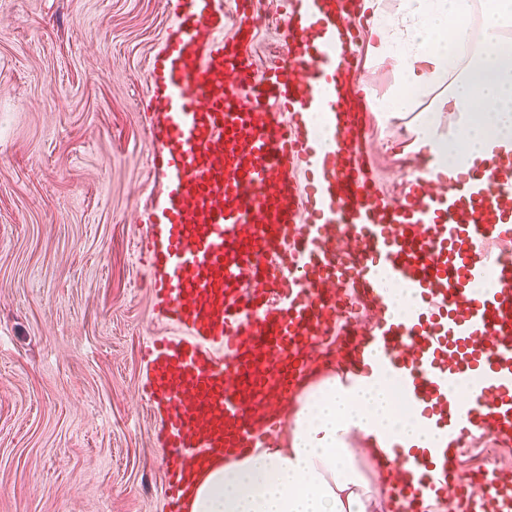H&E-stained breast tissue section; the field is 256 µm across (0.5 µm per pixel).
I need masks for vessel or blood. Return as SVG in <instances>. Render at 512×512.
<instances>
[{
  "instance_id": "vessel-or-blood-1",
  "label": "vessel or blood",
  "mask_w": 512,
  "mask_h": 512,
  "mask_svg": "<svg viewBox=\"0 0 512 512\" xmlns=\"http://www.w3.org/2000/svg\"><path fill=\"white\" fill-rule=\"evenodd\" d=\"M365 3L285 0L288 36L261 70L251 0H173L147 68L160 187L136 243L153 314L172 329L142 349L163 512H184L211 459L281 444L289 404L319 373L369 375L370 348L443 430L376 464L386 486L422 470L386 512H417L426 491L454 512H512L511 470L459 467L474 438L512 446V148L462 174L422 167L386 195L366 171L353 82ZM390 280L415 295L411 317L388 316ZM462 374L471 394L449 398Z\"/></svg>"
}]
</instances>
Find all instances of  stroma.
<instances>
[{"label":"stroma","mask_w":512,"mask_h":512,"mask_svg":"<svg viewBox=\"0 0 512 512\" xmlns=\"http://www.w3.org/2000/svg\"><path fill=\"white\" fill-rule=\"evenodd\" d=\"M171 0H0V512H163V453L140 350L164 333L133 243L156 182L141 113ZM265 67L288 34L260 0ZM365 31L354 78L394 95L398 58ZM373 113L367 153L397 195L420 112Z\"/></svg>","instance_id":"stroma-1"}]
</instances>
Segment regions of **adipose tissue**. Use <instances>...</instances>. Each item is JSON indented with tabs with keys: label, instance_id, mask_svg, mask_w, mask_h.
<instances>
[{
	"label": "adipose tissue",
	"instance_id": "adipose-tissue-1",
	"mask_svg": "<svg viewBox=\"0 0 512 512\" xmlns=\"http://www.w3.org/2000/svg\"><path fill=\"white\" fill-rule=\"evenodd\" d=\"M400 6L410 25L396 33L382 18L378 33L382 49L403 63L401 87L376 109L399 112L415 95L447 86L437 109L420 114L416 141L437 170L468 171L492 147L512 141V39L503 34L512 13L500 2L487 5L485 47L468 57L473 0H400ZM444 110L456 116L460 134L439 131ZM400 393L378 372L348 384L323 379L291 409L284 446L213 461L195 483L187 512H370L350 439L366 438L373 458L381 459L393 444L431 448L440 435L433 420L398 408Z\"/></svg>",
	"mask_w": 512,
	"mask_h": 512
}]
</instances>
